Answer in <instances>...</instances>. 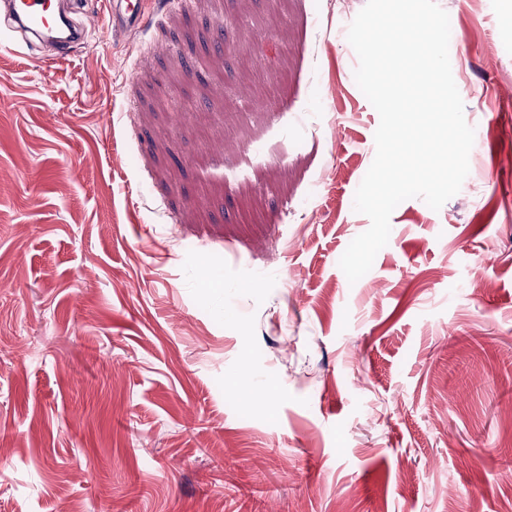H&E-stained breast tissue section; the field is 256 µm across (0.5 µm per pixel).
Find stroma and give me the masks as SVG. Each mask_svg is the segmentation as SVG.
Instances as JSON below:
<instances>
[{
  "label": "stroma",
  "instance_id": "obj_1",
  "mask_svg": "<svg viewBox=\"0 0 512 512\" xmlns=\"http://www.w3.org/2000/svg\"><path fill=\"white\" fill-rule=\"evenodd\" d=\"M365 3L0 47V512H512V0L449 49L460 191L352 284Z\"/></svg>",
  "mask_w": 512,
  "mask_h": 512
}]
</instances>
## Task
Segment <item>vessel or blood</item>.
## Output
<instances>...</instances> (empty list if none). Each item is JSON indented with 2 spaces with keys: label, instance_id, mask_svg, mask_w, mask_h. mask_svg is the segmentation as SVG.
<instances>
[{
  "label": "vessel or blood",
  "instance_id": "b4317fda",
  "mask_svg": "<svg viewBox=\"0 0 512 512\" xmlns=\"http://www.w3.org/2000/svg\"><path fill=\"white\" fill-rule=\"evenodd\" d=\"M154 0H110L106 14L89 16L87 23L68 24L65 7L59 0H6L4 7L9 29L22 33L26 45L42 41L53 44L54 59L69 55L72 48L84 44L89 28L135 33L148 23Z\"/></svg>",
  "mask_w": 512,
  "mask_h": 512
}]
</instances>
